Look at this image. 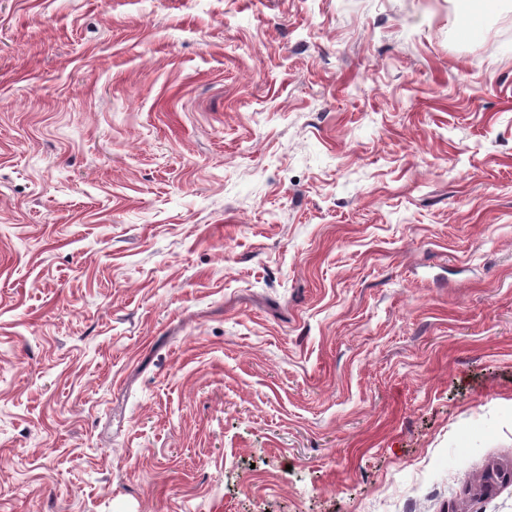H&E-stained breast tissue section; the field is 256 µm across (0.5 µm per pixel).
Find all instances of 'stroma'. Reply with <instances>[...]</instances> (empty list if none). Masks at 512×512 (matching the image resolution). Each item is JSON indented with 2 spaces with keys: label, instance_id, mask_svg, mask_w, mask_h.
I'll list each match as a JSON object with an SVG mask.
<instances>
[{
  "label": "stroma",
  "instance_id": "1",
  "mask_svg": "<svg viewBox=\"0 0 512 512\" xmlns=\"http://www.w3.org/2000/svg\"><path fill=\"white\" fill-rule=\"evenodd\" d=\"M496 468L512 0H0V512H512Z\"/></svg>",
  "mask_w": 512,
  "mask_h": 512
}]
</instances>
